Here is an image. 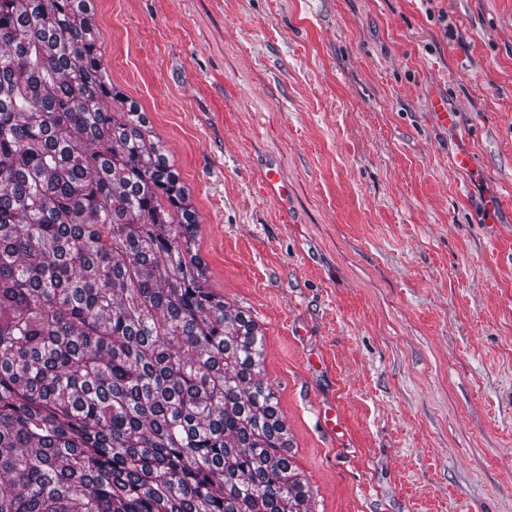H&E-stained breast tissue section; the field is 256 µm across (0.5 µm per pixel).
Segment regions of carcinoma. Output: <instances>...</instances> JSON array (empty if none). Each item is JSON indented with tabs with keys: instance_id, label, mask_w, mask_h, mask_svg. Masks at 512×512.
Returning <instances> with one entry per match:
<instances>
[{
	"instance_id": "cac0c4a2",
	"label": "carcinoma",
	"mask_w": 512,
	"mask_h": 512,
	"mask_svg": "<svg viewBox=\"0 0 512 512\" xmlns=\"http://www.w3.org/2000/svg\"><path fill=\"white\" fill-rule=\"evenodd\" d=\"M86 0H0V512H312L265 337Z\"/></svg>"
}]
</instances>
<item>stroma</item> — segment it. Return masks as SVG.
<instances>
[{"instance_id": "1", "label": "stroma", "mask_w": 512, "mask_h": 512, "mask_svg": "<svg viewBox=\"0 0 512 512\" xmlns=\"http://www.w3.org/2000/svg\"><path fill=\"white\" fill-rule=\"evenodd\" d=\"M92 3L313 512H512V0Z\"/></svg>"}]
</instances>
